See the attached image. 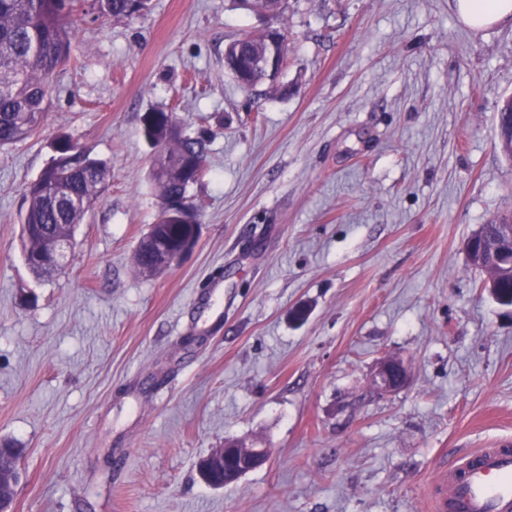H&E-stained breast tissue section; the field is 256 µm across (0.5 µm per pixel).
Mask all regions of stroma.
<instances>
[{
	"instance_id": "1",
	"label": "stroma",
	"mask_w": 512,
	"mask_h": 512,
	"mask_svg": "<svg viewBox=\"0 0 512 512\" xmlns=\"http://www.w3.org/2000/svg\"><path fill=\"white\" fill-rule=\"evenodd\" d=\"M270 23L238 0L76 12L39 132L0 149L10 512H431L441 464L512 439V308L465 251L512 212V26L472 30L454 0H288L269 93L224 50ZM156 107L206 138L207 172L196 244L148 276ZM63 132L110 180L40 281L20 215ZM389 358L410 378L381 396ZM229 440L268 461L211 487L197 462Z\"/></svg>"
}]
</instances>
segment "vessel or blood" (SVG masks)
Here are the masks:
<instances>
[{
	"mask_svg": "<svg viewBox=\"0 0 512 512\" xmlns=\"http://www.w3.org/2000/svg\"><path fill=\"white\" fill-rule=\"evenodd\" d=\"M433 486V512H512V441L463 453L439 468Z\"/></svg>",
	"mask_w": 512,
	"mask_h": 512,
	"instance_id": "1",
	"label": "vessel or blood"
}]
</instances>
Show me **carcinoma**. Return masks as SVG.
<instances>
[{"instance_id": "1", "label": "carcinoma", "mask_w": 512, "mask_h": 512, "mask_svg": "<svg viewBox=\"0 0 512 512\" xmlns=\"http://www.w3.org/2000/svg\"><path fill=\"white\" fill-rule=\"evenodd\" d=\"M80 0H0V148L32 137L41 128L51 105L50 82L58 69L71 60L68 17ZM149 0H91L99 16L129 19L143 14ZM257 6L271 18L284 16L287 0H257ZM269 51L268 35L247 33L232 41L225 52L226 65L252 87L268 85L278 89L277 76L264 66ZM172 112L155 108L142 118L145 139L156 148L152 173L166 181L154 180L159 191V213L150 231L167 242L179 243L186 225L200 223V212L189 188L201 177L185 172L181 163L189 158L206 163V143L201 137L169 131ZM110 171L106 163L83 156L66 168L50 160L41 175L25 190L26 208L21 223L41 228L25 237L27 266L40 281L51 279L58 267L30 258L44 249L53 235L71 238L85 213L107 187ZM512 219L499 217L480 228L485 255L496 273L488 275L487 287L495 300L512 306V265L491 253L499 225ZM22 449L0 448V474L16 476Z\"/></svg>"}]
</instances>
